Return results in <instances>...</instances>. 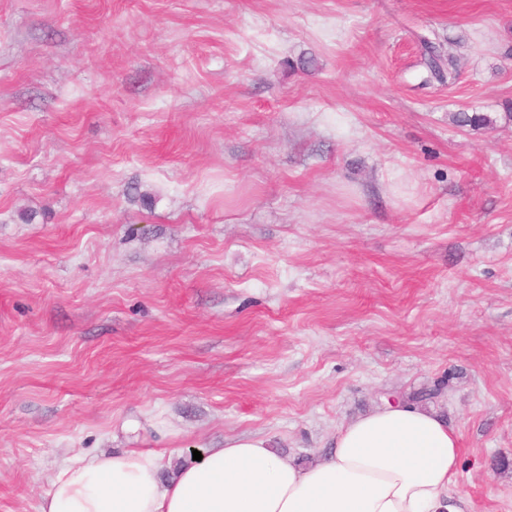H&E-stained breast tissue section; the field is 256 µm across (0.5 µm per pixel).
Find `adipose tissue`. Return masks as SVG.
<instances>
[{
    "instance_id": "ef3b65f1",
    "label": "adipose tissue",
    "mask_w": 512,
    "mask_h": 512,
    "mask_svg": "<svg viewBox=\"0 0 512 512\" xmlns=\"http://www.w3.org/2000/svg\"><path fill=\"white\" fill-rule=\"evenodd\" d=\"M169 448L79 454L38 512H465L448 485L459 434L437 411L386 404L343 425L325 459L300 465L260 435L202 449L163 478Z\"/></svg>"
}]
</instances>
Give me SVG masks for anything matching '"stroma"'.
Masks as SVG:
<instances>
[{
	"label": "stroma",
	"instance_id": "1",
	"mask_svg": "<svg viewBox=\"0 0 512 512\" xmlns=\"http://www.w3.org/2000/svg\"><path fill=\"white\" fill-rule=\"evenodd\" d=\"M438 386L512 512V0H0V512ZM452 123L461 128L469 127L473 131L493 127L496 120L486 113L472 112H458L453 113L451 116Z\"/></svg>",
	"mask_w": 512,
	"mask_h": 512
}]
</instances>
